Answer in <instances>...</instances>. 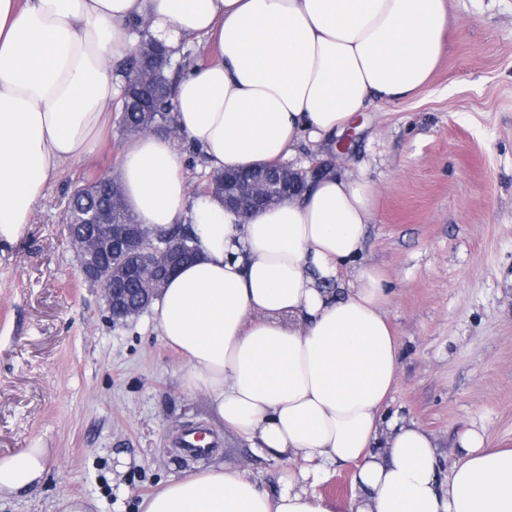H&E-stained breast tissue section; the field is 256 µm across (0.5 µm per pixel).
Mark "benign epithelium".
Wrapping results in <instances>:
<instances>
[{"label": "benign epithelium", "mask_w": 512, "mask_h": 512, "mask_svg": "<svg viewBox=\"0 0 512 512\" xmlns=\"http://www.w3.org/2000/svg\"><path fill=\"white\" fill-rule=\"evenodd\" d=\"M322 168L312 165L304 172L282 168L277 178H260L226 196L224 203L247 218L265 206L278 204L300 194L305 175L315 178ZM126 208L123 194H112L111 206L83 214L80 234L67 232L71 247L80 255L85 279L97 278L110 284L103 289L112 322H125L149 308L152 298L179 268V260L189 253L182 238H169L152 245L143 229L132 221L117 222L112 214ZM134 288L127 289L125 285Z\"/></svg>", "instance_id": "obj_1"}]
</instances>
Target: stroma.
<instances>
[{"mask_svg":"<svg viewBox=\"0 0 512 512\" xmlns=\"http://www.w3.org/2000/svg\"><path fill=\"white\" fill-rule=\"evenodd\" d=\"M103 140L64 164L20 240L0 254V456L47 449L35 487L0 512H136L166 482L208 466H247L266 488L284 461L256 454L209 398L184 387V358L150 313L113 323L63 227L77 183L119 169L125 138L111 105ZM348 155L306 143L294 163L365 172L375 190L360 264L389 291L400 340L390 410L451 453L466 428L512 448V0H450L441 55L410 98L360 114ZM213 438L182 448L187 430Z\"/></svg>","mask_w":512,"mask_h":512,"instance_id":"obj_1","label":"stroma"}]
</instances>
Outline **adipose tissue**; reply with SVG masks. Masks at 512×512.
<instances>
[{
    "mask_svg": "<svg viewBox=\"0 0 512 512\" xmlns=\"http://www.w3.org/2000/svg\"><path fill=\"white\" fill-rule=\"evenodd\" d=\"M179 57L186 40L217 58L175 87L174 121L209 170L277 164L299 141L331 144L357 113L410 97L431 76L446 0H0V251L24 234L48 180L86 157L120 94L107 64L135 25ZM138 222L155 233L195 219L199 257L153 301L182 352L187 390L225 427L289 462L269 492L209 467L141 499L139 512H337L318 493L355 465L349 512H512V449L460 433L448 480L433 434L385 414L398 367L380 271L356 265L372 187L331 171L301 198L249 218L190 200L173 140L126 142L119 170ZM48 451L0 457V494L41 481Z\"/></svg>",
    "mask_w": 512,
    "mask_h": 512,
    "instance_id": "1",
    "label": "adipose tissue"
}]
</instances>
